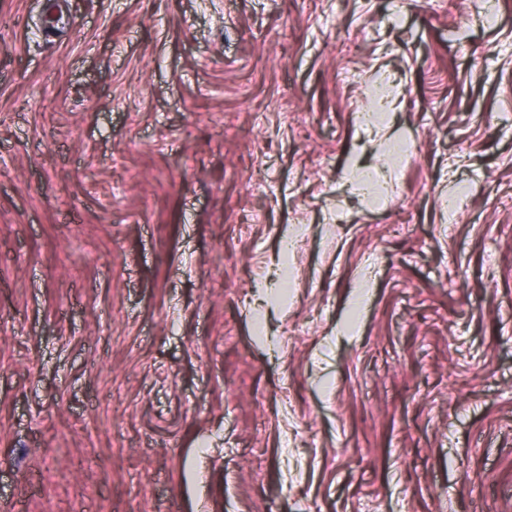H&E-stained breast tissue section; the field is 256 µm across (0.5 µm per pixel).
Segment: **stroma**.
<instances>
[{
  "mask_svg": "<svg viewBox=\"0 0 512 512\" xmlns=\"http://www.w3.org/2000/svg\"><path fill=\"white\" fill-rule=\"evenodd\" d=\"M47 2L0 0V512H512V0Z\"/></svg>",
  "mask_w": 512,
  "mask_h": 512,
  "instance_id": "1",
  "label": "stroma"
}]
</instances>
